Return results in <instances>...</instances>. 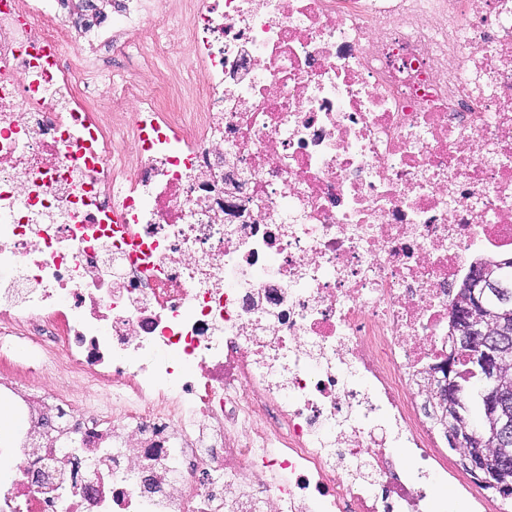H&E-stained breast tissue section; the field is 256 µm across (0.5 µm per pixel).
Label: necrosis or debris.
<instances>
[{"instance_id":"1","label":"necrosis or debris","mask_w":512,"mask_h":512,"mask_svg":"<svg viewBox=\"0 0 512 512\" xmlns=\"http://www.w3.org/2000/svg\"><path fill=\"white\" fill-rule=\"evenodd\" d=\"M53 2L0 0V512H443L420 381L512 248V0ZM98 53L104 64L110 68L113 66L114 68L118 67L125 71L139 68L138 71H143L151 67L150 62L144 61L143 59L136 56L115 57L112 56L111 52L104 49L100 50Z\"/></svg>"}]
</instances>
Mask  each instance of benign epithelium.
<instances>
[{"label":"benign epithelium","mask_w":512,"mask_h":512,"mask_svg":"<svg viewBox=\"0 0 512 512\" xmlns=\"http://www.w3.org/2000/svg\"><path fill=\"white\" fill-rule=\"evenodd\" d=\"M511 275L512 261L504 259L477 269L472 279L461 285L462 295L457 297L450 317L459 333L448 336L446 377L426 386V392L437 400L448 436L457 444L469 442L479 448L463 453L464 468L478 485L502 493L512 490V484L495 466L512 446V380L507 376L512 365V309L489 305L486 293ZM462 355L470 356L490 383L482 392L486 424L479 431L469 430L448 403L454 384L451 371Z\"/></svg>","instance_id":"1"}]
</instances>
